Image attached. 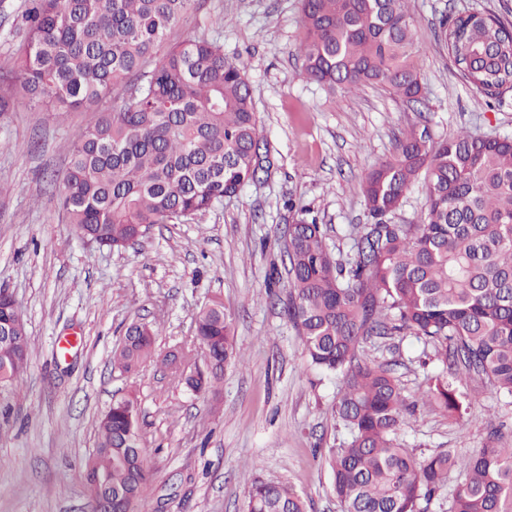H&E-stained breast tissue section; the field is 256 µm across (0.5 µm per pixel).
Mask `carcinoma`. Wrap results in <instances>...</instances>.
Wrapping results in <instances>:
<instances>
[{
  "mask_svg": "<svg viewBox=\"0 0 512 512\" xmlns=\"http://www.w3.org/2000/svg\"><path fill=\"white\" fill-rule=\"evenodd\" d=\"M197 0H28L25 34L1 83L65 119L96 117L73 145L59 202L75 237L126 249L154 224L187 223L237 195L272 167L258 127L246 67L225 56L220 39L186 38L157 55L167 33ZM303 74L333 93L380 84L401 101L425 104L417 17L407 0H302ZM439 40L464 81L492 99L512 88V33L497 16L468 11L439 22ZM121 100L104 107L107 96ZM425 209L414 224H389L416 182ZM373 223L358 228L351 254L332 253L316 217L301 202L288 239L284 312L303 338L308 362L340 377L336 419L349 431L325 463L341 512H424L458 469L464 481L448 512H512V447L490 432L472 452L418 456L399 431L410 403L381 363L359 357L371 336H414L434 349L442 370L427 402L463 417L456 383L479 378L512 404V136L461 131L439 142L411 130L375 165L363 186ZM13 339L0 344V384L27 362L29 336L14 302L0 299ZM195 340L211 371L175 383L210 391L236 359L230 315L216 297L195 315ZM158 328L130 324L112 364L130 373L155 355ZM139 407L115 399L98 424L85 463L87 485L115 498L141 499L150 473L138 431ZM245 512H308L288 484L255 479Z\"/></svg>",
  "mask_w": 512,
  "mask_h": 512,
  "instance_id": "obj_1",
  "label": "carcinoma"
}]
</instances>
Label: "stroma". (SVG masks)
Wrapping results in <instances>:
<instances>
[{"instance_id": "obj_1", "label": "stroma", "mask_w": 512, "mask_h": 512, "mask_svg": "<svg viewBox=\"0 0 512 512\" xmlns=\"http://www.w3.org/2000/svg\"><path fill=\"white\" fill-rule=\"evenodd\" d=\"M27 0H0V69L23 35ZM419 20L420 76L428 108L395 100L384 86L335 96L303 75L301 0H199L170 42L219 33L224 53L246 66L254 108L274 166L267 178L216 203L188 224H157L117 252L79 241L57 204L73 142L88 113L56 121L11 99L0 113V290L12 294L32 343L15 387L0 391V512H89L84 465L115 397L139 402L150 469L136 512H242L251 478L292 485L310 512H340L323 453L347 433L333 410L339 378L311 366L283 313L286 202L308 205L331 251L348 254L369 223L363 184L408 129L440 141L468 130L512 135V89L485 102L460 77L436 38L439 21L465 10L512 22V0H408ZM221 298L243 363L225 367L216 392L173 382L163 357L194 347V316ZM133 322L160 326L156 354L137 372L111 364ZM411 336L374 337L362 356L388 364L415 401L400 431L425 454L482 447L488 423L512 446V406L467 381L460 419L420 404L437 360Z\"/></svg>"}]
</instances>
